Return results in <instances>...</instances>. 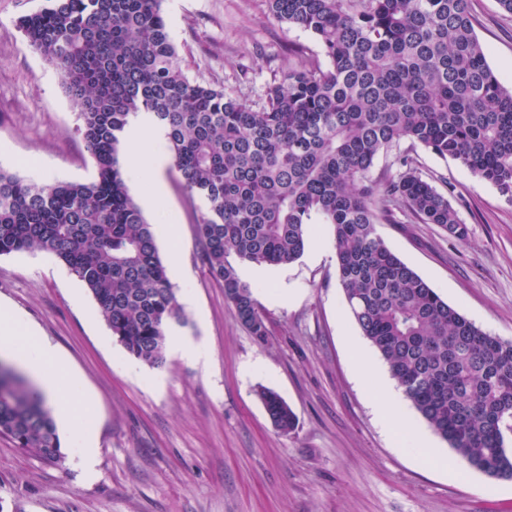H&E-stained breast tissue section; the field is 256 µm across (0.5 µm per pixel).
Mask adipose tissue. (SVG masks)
Here are the masks:
<instances>
[{"label": "adipose tissue", "mask_w": 512, "mask_h": 512, "mask_svg": "<svg viewBox=\"0 0 512 512\" xmlns=\"http://www.w3.org/2000/svg\"><path fill=\"white\" fill-rule=\"evenodd\" d=\"M163 131L152 113L139 112L131 116L126 128L129 143L127 168L146 189L145 203L149 208L163 210L167 206L162 177L163 164L146 143L162 139ZM5 358L23 370L54 408L57 418L66 427L65 447L74 449V459L83 468H92L96 456V416L81 390L78 380L70 373L54 345L37 336L23 318L0 306V358ZM353 364L359 379L377 404V421L392 435L399 447L414 453L424 464L439 466L449 477L464 476V468L455 461L438 456L429 440L420 432L408 429L406 422L389 406L393 392L378 368L361 347L353 349Z\"/></svg>", "instance_id": "ef3b65f1"}]
</instances>
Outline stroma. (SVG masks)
<instances>
[{"label":"stroma","mask_w":512,"mask_h":512,"mask_svg":"<svg viewBox=\"0 0 512 512\" xmlns=\"http://www.w3.org/2000/svg\"><path fill=\"white\" fill-rule=\"evenodd\" d=\"M44 0H0V167L38 183H87L96 169L78 132L77 102L63 76L28 44L17 21ZM489 66L512 82V15L497 0H469ZM162 11L191 81L221 87L253 108L293 51L320 56L310 32L267 17L265 0H164ZM170 217L145 210L191 297L172 331L206 345L207 363L171 353L161 368L116 342L84 284L52 254L0 256V303L21 312L57 348L98 416L94 477L71 461L49 465L0 437V512H512V480L471 471L449 480L398 448L356 378L349 337L359 335L337 276L333 230L321 224L296 261L262 265L253 296L268 335L239 322L202 257L204 197L187 192L166 144ZM423 177L468 228L448 236L394 209L377 232L442 299L485 332L512 339V199L424 147ZM293 290L292 300L275 294ZM277 391L297 416L280 434L259 401Z\"/></svg>","instance_id":"35a3bbf8"}]
</instances>
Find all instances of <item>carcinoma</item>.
<instances>
[{
    "instance_id": "cac0c4a2",
    "label": "carcinoma",
    "mask_w": 512,
    "mask_h": 512,
    "mask_svg": "<svg viewBox=\"0 0 512 512\" xmlns=\"http://www.w3.org/2000/svg\"><path fill=\"white\" fill-rule=\"evenodd\" d=\"M162 2L47 0L19 19L79 102L97 174L40 184L0 167V256L53 254L125 351L164 366L167 332L185 316L122 164L129 116L151 112L183 187L208 201L204 261L250 333L262 340L267 326L236 263L294 262L319 218L333 228L348 309L404 396L469 468L512 480V340L448 305L376 224L397 206L462 241L468 228L410 154L383 182L370 176L407 141L512 198V85L487 63L469 0H266L269 19L317 38L327 65L295 54L259 110L185 76ZM257 396L273 427L291 433L286 401L267 387ZM0 435L46 463L65 459L42 395L2 367Z\"/></svg>"
}]
</instances>
